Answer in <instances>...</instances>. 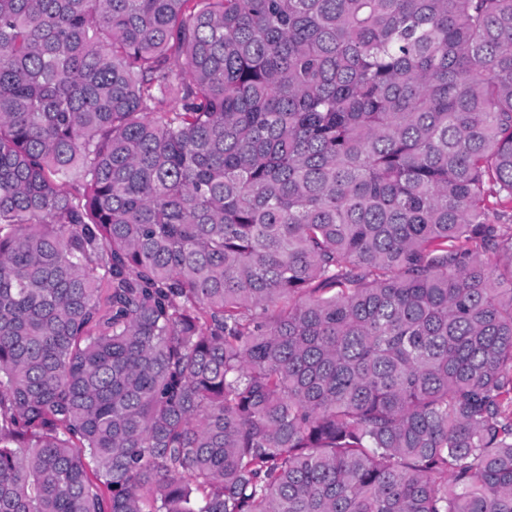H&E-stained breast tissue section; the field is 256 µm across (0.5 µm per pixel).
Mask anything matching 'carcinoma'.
Segmentation results:
<instances>
[{
  "instance_id": "obj_1",
  "label": "carcinoma",
  "mask_w": 512,
  "mask_h": 512,
  "mask_svg": "<svg viewBox=\"0 0 512 512\" xmlns=\"http://www.w3.org/2000/svg\"><path fill=\"white\" fill-rule=\"evenodd\" d=\"M511 207L512 0H0V512H512Z\"/></svg>"
}]
</instances>
